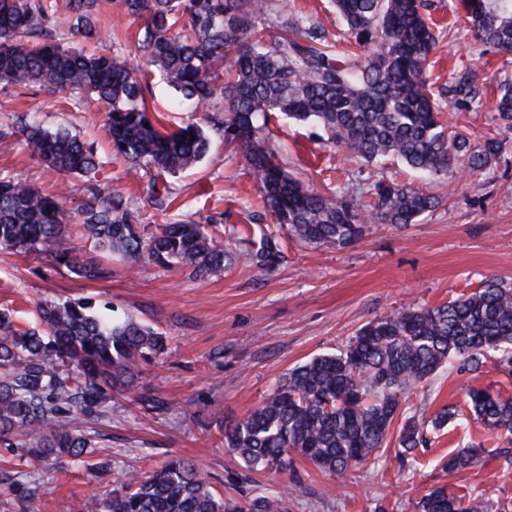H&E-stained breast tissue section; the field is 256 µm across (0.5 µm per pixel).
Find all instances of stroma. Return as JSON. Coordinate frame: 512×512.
Returning a JSON list of instances; mask_svg holds the SVG:
<instances>
[{
	"mask_svg": "<svg viewBox=\"0 0 512 512\" xmlns=\"http://www.w3.org/2000/svg\"><path fill=\"white\" fill-rule=\"evenodd\" d=\"M455 2L427 0L438 35L429 67L432 91L447 90L457 69L473 66L478 101L452 108L449 118L473 140L493 134L504 139L502 154L486 170L444 178L421 175L395 160L377 167L336 151L328 134L313 124L270 118L274 144L289 171L320 194L339 189L362 194L384 172L440 196V204L419 222L374 224L347 246L314 248L285 237L262 208L246 161L221 135H212L197 167L169 177L174 200L160 207L144 196L143 180L113 158L102 134L105 110L97 102L80 92L48 94L0 84V128L13 126L23 113L48 130L79 135L96 153L105 189L129 195L147 232L190 217L219 225L234 252L249 250L266 232L285 253L271 271L240 259L223 276L209 278L155 266L132 273L116 261L111 279L89 282L47 254L0 249V308L13 310L22 327L36 325L38 300L91 297L111 301L167 338L166 353L140 361L132 394L114 397L111 415L100 427L111 449L96 451L94 459L107 462V469L43 462L35 468L40 475L35 492L0 496V512H83L92 494H122L128 474L151 471L173 456L195 460L221 496L247 502L282 493L285 512H421L420 498L438 486L459 497L482 498L487 512H512V469L499 455L512 448V435L485 428L465 401L472 386L512 395V376L493 359L477 372L441 370L406 394L403 414L384 447L340 477L300 457L287 471L253 473L224 448L225 430L260 406L284 374L343 348L368 321L408 307L440 305L490 279L512 287V131L504 130L493 110L501 83L512 81V55L479 51L457 20ZM290 13L323 28L338 40L339 50H349V42L339 39L342 26L331 0H270L259 25L278 35ZM101 19L103 48L123 59L137 56L142 22L115 9L105 10ZM152 97L168 126L192 121L207 130L224 117L219 97L205 112L169 110L171 93L158 79ZM0 174L43 189L63 186L74 201L90 189L83 176L57 183L29 157L17 134L0 138ZM143 396L168 407L145 411ZM444 408L454 411L455 419L428 429L427 446L399 465V434L407 418L428 421ZM468 448L479 450L478 464L442 469V459Z\"/></svg>",
	"mask_w": 512,
	"mask_h": 512,
	"instance_id": "stroma-1",
	"label": "stroma"
}]
</instances>
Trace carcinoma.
Listing matches in <instances>:
<instances>
[{
	"instance_id": "1",
	"label": "carcinoma",
	"mask_w": 512,
	"mask_h": 512,
	"mask_svg": "<svg viewBox=\"0 0 512 512\" xmlns=\"http://www.w3.org/2000/svg\"><path fill=\"white\" fill-rule=\"evenodd\" d=\"M49 0H0V83L51 92L79 90L105 106L104 133L112 156L147 179L148 196L170 199L164 176L194 168L210 138L187 122L167 129L147 95L158 71L177 101L209 106L224 99L218 131L236 146L259 186L263 209L292 239L305 245L353 244L372 224H414L440 203L423 188L382 177L363 205L340 192L323 196L292 176L269 137V113L314 121L338 151L379 165L394 157L411 169L440 176L476 174L501 153L504 141L474 143L451 129L447 108L477 96L471 67L457 70L448 103L436 99L427 73L436 37L425 0H333L346 34L362 54H340L336 44L299 18L287 17L288 36L258 27L268 0H67L70 34L100 42L101 7L114 6L144 22L139 48L154 70L107 51L87 54L56 37ZM466 23L480 45L512 52V0H462ZM224 83L216 86L218 73ZM512 130V83L494 104ZM14 132L31 158L65 180L93 181L94 151L77 134L20 119ZM63 192L0 175V248L44 252L80 278L112 277V257L130 269L156 265L207 278L224 275L236 260L209 226L193 219L163 224L145 236L124 194L97 189L67 208ZM77 216L98 255L85 258L71 243L68 220ZM247 258L270 270L284 260L267 234ZM39 326L21 329L0 310V446L21 450L0 493L30 482L32 463H84L94 452L86 430H68L74 417L97 422L112 392L131 390L135 367L147 354L166 351V337L93 299L42 300ZM512 375V289L488 281L466 297L434 307L408 308L363 325L344 349L310 359L283 377L272 395L224 432V447L252 471L282 472L298 455L341 476L366 464L383 447L401 396L443 368L476 371L488 359ZM471 414L486 427L512 433V397L485 388L467 391ZM425 423L410 417L400 437L402 454L426 442ZM478 462L460 452L449 468ZM421 512H484L485 503L433 488ZM278 495L242 503L218 495L193 461L168 459L159 469L126 480L125 493L92 496L86 512H282Z\"/></svg>"
}]
</instances>
